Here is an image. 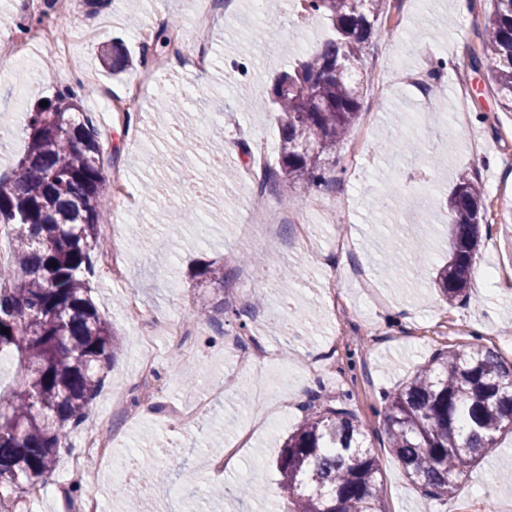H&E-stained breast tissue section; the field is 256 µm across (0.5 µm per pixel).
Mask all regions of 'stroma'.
I'll use <instances>...</instances> for the list:
<instances>
[{"instance_id":"35a3bbf8","label":"stroma","mask_w":512,"mask_h":512,"mask_svg":"<svg viewBox=\"0 0 512 512\" xmlns=\"http://www.w3.org/2000/svg\"><path fill=\"white\" fill-rule=\"evenodd\" d=\"M21 0H0V41H24L22 53L0 62V124L11 132L0 139V177L11 175L27 148L25 114L38 101L82 78L69 67L70 55L85 58L99 88L123 94L139 83V98L127 101L105 140V189L127 187L139 200L135 210L104 208L99 221L114 225L121 280L102 276L91 296L120 339L98 404L81 429L93 436L109 429L112 453L127 449L161 451L169 468L166 497L140 498L128 505L117 496L110 467H94L83 478V494L98 496L105 512H280V475L275 468L281 445L303 416L312 392L355 412L364 441L378 459L388 512H512V434L470 469L454 496L425 497L390 454L380 393L393 390L439 350L482 345L512 361V112L501 109L486 71L472 67L478 33L492 0L458 4L432 0L426 10L414 0H388L375 25L365 66L361 110L350 137L336 148L335 189L320 190L295 206L310 226L308 241L284 240L269 246L253 225L244 223L245 206L256 192L244 177L247 150L279 142L276 112L263 108L278 73L294 67L304 47L330 39L332 29L301 0H239L216 4L197 20L188 0H69L68 15L53 8L24 12ZM174 21L177 42H190L207 59L205 69H188L175 55L160 62L152 81L135 41L137 26L154 25L156 16ZM56 26V46L25 42L20 25L40 19ZM121 41L136 64L112 76L100 63L102 49ZM438 71L431 100L406 86V71ZM183 95L181 121L160 111L164 91ZM201 129L205 140L185 147L181 127ZM414 144L412 152L378 151L397 136ZM231 141L236 152L214 164L210 140ZM165 156L164 168L149 162ZM483 188L488 223L480 228L478 266L488 278L471 286L464 304L442 301L435 288L438 269L448 260V228L437 218L460 173ZM202 182L206 195L189 194ZM419 240L421 251L409 274L381 271L391 244ZM257 254L253 281L245 293L225 290L224 302L248 314V333L266 355L250 367L237 363L244 346L239 329L224 318L222 331L198 325L192 312L216 294L199 269L208 262L237 271L238 259ZM136 293L154 316L156 383L152 401L131 413L100 417L101 401L113 394L140 391V366L134 338L137 318L126 311ZM309 311L312 323L296 319ZM172 321L185 324L180 346L167 334ZM177 365L196 370L194 395L172 379ZM211 394L209 413L197 426L181 427L178 409ZM224 434V445L239 448L243 465L221 479L210 477L204 460L216 456L207 441ZM196 471L197 488L185 486V471ZM248 484L249 497L208 498L214 483Z\"/></svg>"}]
</instances>
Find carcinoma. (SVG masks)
I'll return each mask as SVG.
<instances>
[{"label":"carcinoma","mask_w":512,"mask_h":512,"mask_svg":"<svg viewBox=\"0 0 512 512\" xmlns=\"http://www.w3.org/2000/svg\"><path fill=\"white\" fill-rule=\"evenodd\" d=\"M334 37L282 73L270 100L282 123L281 175L304 195L327 189L336 146L361 110L363 61L386 0H307ZM484 17L478 67L500 105L512 111V0H492ZM114 72L128 63L122 47L105 50ZM28 146L8 179L0 177V232L11 235L12 259L0 264V355L16 361L19 382L0 394V512H31L30 491L54 472L61 452L85 422L105 384L118 339L90 293L95 263L109 254L98 224L103 143L80 112L73 91L26 113ZM486 222L481 189L460 174L444 223L449 254L436 285L444 300H467ZM56 266H51V263ZM201 275L216 290L229 272L209 264ZM388 449L426 496L455 494L467 469L512 433V362L483 346L438 351L407 381L384 393ZM354 414L315 395L276 460L286 512H387L378 459L356 438ZM138 472L165 474L150 455Z\"/></svg>","instance_id":"cac0c4a2"}]
</instances>
